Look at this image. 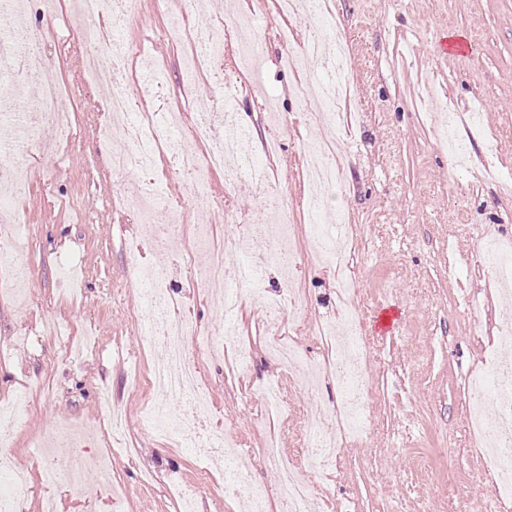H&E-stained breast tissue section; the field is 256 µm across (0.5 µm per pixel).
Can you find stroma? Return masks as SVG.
Returning a JSON list of instances; mask_svg holds the SVG:
<instances>
[{
    "label": "stroma",
    "mask_w": 512,
    "mask_h": 512,
    "mask_svg": "<svg viewBox=\"0 0 512 512\" xmlns=\"http://www.w3.org/2000/svg\"><path fill=\"white\" fill-rule=\"evenodd\" d=\"M23 2L30 22L48 29L43 53L70 89L63 104L76 138L68 148L51 138L28 148V189L17 210L31 274L24 304L0 291V399L29 388L41 396L23 413L11 447L0 455L31 481L33 494L21 512H39L47 496L56 500L58 512H176L175 483L196 479L212 465L189 450L163 445L143 422L148 405L161 404L175 416L183 404L129 379L130 373L149 371L155 351L143 334L141 295L126 272L134 256L167 270L174 293L200 326L223 323V302L188 287L178 252L149 244L151 225L168 223L170 203L188 196V179L165 153L146 169L112 170L102 135L111 91L84 82L85 46L74 30L73 0H63L49 17L40 0ZM205 4L208 23L251 10L259 74L239 75L227 90L219 66L199 78L193 96H184L188 49L165 38L168 10L156 0H132V18L119 35L140 42L155 58L162 87L151 96L133 78L125 91L138 112L177 107L186 127L214 99L227 96L257 155L268 136L267 108L294 121V133L282 139L269 164L279 193L294 208L291 239L303 256L299 305L284 308L279 323L319 360L325 349L316 330L336 319V281L332 269L310 258L314 245L300 205L302 168L308 146L334 132L317 120L320 105L294 91L297 81L322 78V70L314 64L287 68L280 34L290 25L295 39H303L320 20L304 15L289 21L255 0ZM327 22L356 41L351 75L363 110L345 144L328 205L348 214L362 245L350 258V271L359 283L363 330L372 346L365 370L373 424L363 441L348 440L338 448L331 478L317 467L304 468L302 478L326 497L331 512H490L489 463L467 427L468 379L488 370L498 329L512 327V302L500 300L497 278L478 254L481 232L512 237V192L502 188L512 183V0H334ZM451 31L466 35L470 53L443 51V37ZM473 110L483 113L484 128L459 123L468 159L463 167L434 139L424 115ZM130 177L152 182L166 200L155 207L151 224H143L117 191ZM197 177L224 207L188 208L184 224H216L228 231L260 218L261 199L231 188L222 170L204 167ZM281 283L278 263L266 262L258 293L247 296L237 314L242 336L255 342L261 335L266 300ZM386 306L398 313L389 333L377 322ZM48 320L87 331L96 339L94 351L74 362L66 345L39 341ZM201 383L216 408L214 425L238 443L253 482L232 499L203 495L198 512H243L257 487L270 489L277 482L262 458L273 425L260 417L256 400L227 380L223 358L202 359ZM111 405L123 408L126 433L138 445L135 459L113 457L112 477L127 497L112 499L92 469L79 488L42 485L43 467H66L74 450L56 447L47 454L31 447V440L64 420L96 423Z\"/></svg>",
    "instance_id": "obj_1"
}]
</instances>
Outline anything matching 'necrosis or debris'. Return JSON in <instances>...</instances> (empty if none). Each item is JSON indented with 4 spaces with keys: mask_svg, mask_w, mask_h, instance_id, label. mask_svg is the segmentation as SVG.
<instances>
[{
    "mask_svg": "<svg viewBox=\"0 0 512 512\" xmlns=\"http://www.w3.org/2000/svg\"><path fill=\"white\" fill-rule=\"evenodd\" d=\"M82 24L78 32L88 47L85 55L86 79L89 84L111 87L107 104L109 124L119 125L120 144L110 157L113 170L124 171L131 165H148L154 158V148L163 133L175 121L174 113H167L165 121L151 119L141 122L130 118V100L122 87L129 79V64L139 57L142 46L120 39L116 31L129 20L127 0H80ZM199 52L186 65L187 86H194L195 77L203 63L220 62L224 56L225 25H210L196 29ZM47 31L43 26L23 22L13 0H0V84L9 85L15 77L27 78L37 84L36 101L26 115L24 125L13 141H0V281L8 280L23 286L27 270L21 259L28 242L20 227V218L13 210L14 201L24 193L26 186L25 161L17 152L21 141L46 137L68 136L63 92L52 77L50 67L41 52ZM329 31H312L300 45V56L308 62L321 63L330 74L329 82L311 86L310 94L321 107L328 127L344 124V107L353 89L348 77L350 45L348 39L337 38L335 55H327L326 40ZM219 106L200 112L192 136L195 141L210 144L206 156H199L189 147L178 148L177 165L184 175H192L201 166L216 167L224 172V180L236 186L250 185L268 198L260 224L246 225L248 234H260L269 242V256L280 264L285 287L294 284V255L290 245L288 206L271 193L264 169L255 164L247 146L241 145L232 129H219L216 120L221 117ZM312 188L304 197L309 231L318 245L323 261L332 263L341 255L338 243L349 239L350 225L345 213H336L335 223H324L326 191L336 183L340 159L338 153L319 145L308 151ZM194 240L198 249L208 254L204 263H197L193 254H186V273L191 287L201 289L224 300V326L221 329H201L190 311L178 304L170 290L163 271H144L133 265L132 276L139 284L147 309L145 332L158 346V355L146 377L147 386L164 396L178 397L184 409L177 417H168L161 408H153L144 416L152 431L175 439L181 447L193 448L206 455L224 471V493L232 495L235 488L252 481L249 466L225 445L223 430L212 428L211 410L198 381L199 352L212 356L224 353L226 341L238 336L235 315L241 306L242 288L254 284V273L233 272L225 266L222 248L214 243V227L199 224ZM341 286L347 297L341 303V313L326 337L327 353L323 362H315L290 337L281 335L277 322L284 308V298L267 302L266 331L261 343L267 357L277 363L280 378L267 382L260 393L261 407L287 413L289 403L284 394L286 382L313 384L320 371H330L336 380L340 400L335 408H328L319 397L306 403L309 419H298V433L313 462L330 463L336 458L337 443L325 429L327 416H336L344 435L360 439L366 436L371 419L369 389L363 372L368 342L360 327L358 291L354 281L343 280ZM498 355L491 362V377L470 376L468 387L472 392L471 420H484L498 460L492 465V485L496 491L491 501L492 512H503L512 502V330H501L496 339ZM268 465L277 474L278 481L272 494L280 503V512H318V497L309 484L296 475L298 460L269 441L263 450Z\"/></svg>",
    "mask_w": 512,
    "mask_h": 512,
    "instance_id": "necrosis-or-debris-1",
    "label": "necrosis or debris"
}]
</instances>
